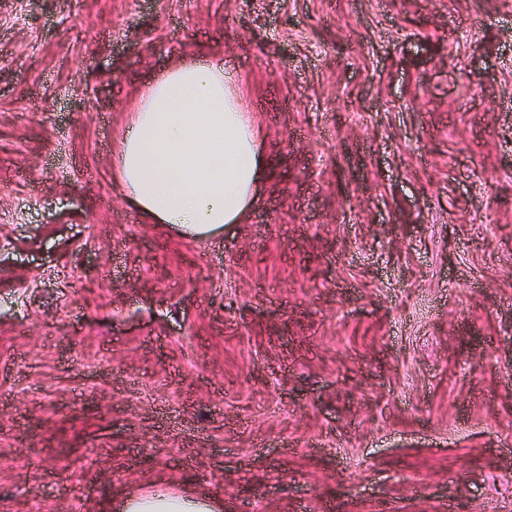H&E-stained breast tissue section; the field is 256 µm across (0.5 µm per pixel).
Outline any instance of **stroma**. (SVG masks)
<instances>
[{"label":"stroma","instance_id":"1","mask_svg":"<svg viewBox=\"0 0 512 512\" xmlns=\"http://www.w3.org/2000/svg\"><path fill=\"white\" fill-rule=\"evenodd\" d=\"M218 57L264 134L242 224L113 175ZM512 512V0H0V512ZM114 512H223L224 502L158 488L148 493H121L112 501Z\"/></svg>","mask_w":512,"mask_h":512}]
</instances>
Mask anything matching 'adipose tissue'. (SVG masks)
<instances>
[{"mask_svg":"<svg viewBox=\"0 0 512 512\" xmlns=\"http://www.w3.org/2000/svg\"><path fill=\"white\" fill-rule=\"evenodd\" d=\"M253 112L206 57L181 60L140 97L118 151L116 176L144 217L195 236L242 223L267 169ZM114 512H224L222 501L158 488L121 493Z\"/></svg>","mask_w":512,"mask_h":512,"instance_id":"adipose-tissue-1","label":"adipose tissue"}]
</instances>
